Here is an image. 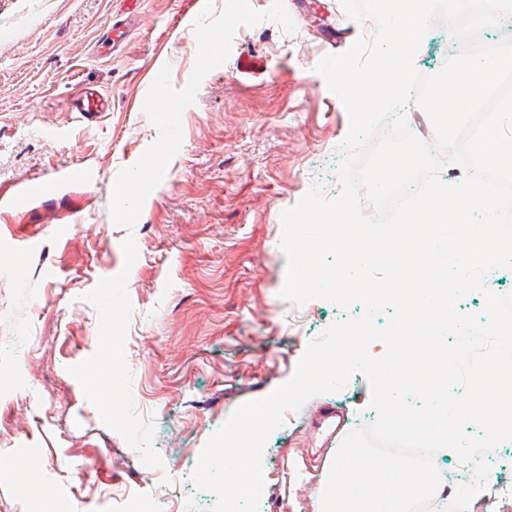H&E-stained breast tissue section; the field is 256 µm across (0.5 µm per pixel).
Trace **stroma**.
Here are the masks:
<instances>
[{
    "instance_id": "obj_1",
    "label": "stroma",
    "mask_w": 512,
    "mask_h": 512,
    "mask_svg": "<svg viewBox=\"0 0 512 512\" xmlns=\"http://www.w3.org/2000/svg\"><path fill=\"white\" fill-rule=\"evenodd\" d=\"M374 34L339 0H0V195L38 174L91 172L0 210V512H214L216 495L191 478L207 440L287 382L310 340L363 312L282 298L279 242L282 212L311 187L328 201L342 190L349 118L315 66ZM201 40L220 62L198 59ZM456 49L433 29L417 70L437 73ZM247 55L251 74L237 66ZM89 89L111 99L93 122L71 109ZM370 396L357 374L286 413L263 450L257 512H317L340 444L320 414L369 425ZM487 459L497 484L467 512H512L496 503L512 487V443Z\"/></svg>"
}]
</instances>
